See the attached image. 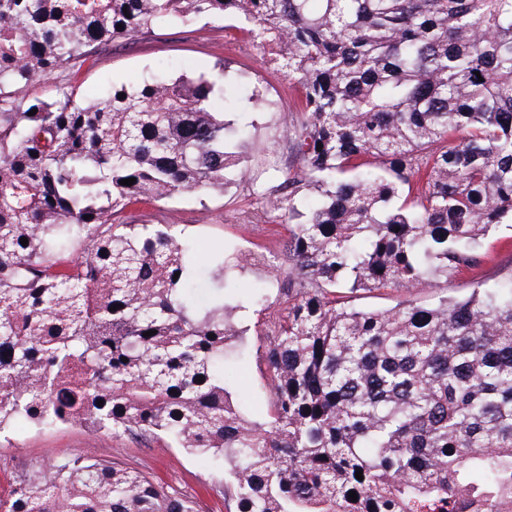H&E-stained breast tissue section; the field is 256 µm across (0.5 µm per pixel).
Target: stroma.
<instances>
[{
  "label": "stroma",
  "instance_id": "stroma-1",
  "mask_svg": "<svg viewBox=\"0 0 512 512\" xmlns=\"http://www.w3.org/2000/svg\"><path fill=\"white\" fill-rule=\"evenodd\" d=\"M226 64L224 85L227 111L233 112L242 128V151L252 166L280 175L296 169L286 133L289 115L288 82L271 65L261 49L248 45L237 30L224 29L213 22L206 27H185L156 23L151 34L135 42H115L99 49L77 73L73 81L87 98L99 97L115 81H132L155 71L196 74L209 70L217 61ZM259 90L276 99L279 109L258 113L248 101L251 91ZM171 218L186 225V240L208 251L238 247L264 252L271 249L279 220L265 213L260 200L247 184L241 183L221 197L183 194L167 204ZM488 258L471 275L448 284L452 296L469 292L472 278L498 280L512 275V235L501 232L487 241ZM231 288L240 293L265 290L270 307L251 317L253 334L243 358L226 366L231 384L244 396L247 406L269 411L270 398L265 389L263 364L258 351L271 313L280 308L278 283L263 268L236 273ZM91 450L97 457L137 468L170 491L194 501L197 512H224V502L213 491L222 480V470L211 462L167 447L165 442L140 437L102 438L82 427L38 430L20 423L0 438V496H8L12 483L31 467H46L61 457L80 450Z\"/></svg>",
  "mask_w": 512,
  "mask_h": 512
}]
</instances>
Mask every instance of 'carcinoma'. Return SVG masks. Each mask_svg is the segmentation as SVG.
Listing matches in <instances>:
<instances>
[{"instance_id": "cac0c4a2", "label": "carcinoma", "mask_w": 512, "mask_h": 512, "mask_svg": "<svg viewBox=\"0 0 512 512\" xmlns=\"http://www.w3.org/2000/svg\"><path fill=\"white\" fill-rule=\"evenodd\" d=\"M202 20L288 77L299 171L265 178L239 150L222 63L94 101L71 82L18 97L156 22ZM242 181L288 218L286 307L258 346L268 416L233 402L224 369L249 331L231 312L267 296L226 293L224 252L200 257L186 225L125 217ZM501 226L512 0H0V434L165 440L224 470V512H512V277L443 292ZM387 288L405 299L358 305ZM0 512L195 509L80 452L19 476Z\"/></svg>"}]
</instances>
